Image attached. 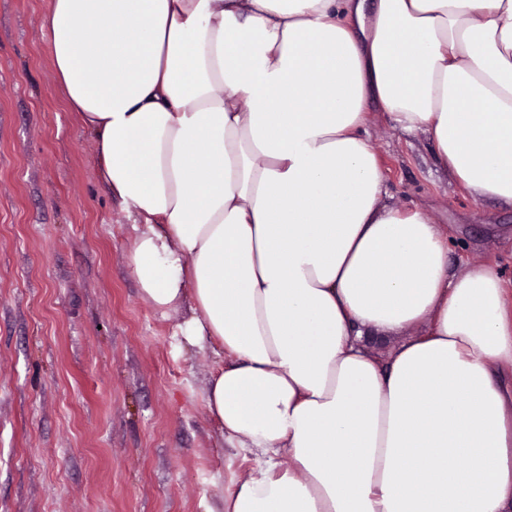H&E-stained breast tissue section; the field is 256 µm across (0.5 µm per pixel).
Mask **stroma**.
I'll use <instances>...</instances> for the list:
<instances>
[{
    "label": "stroma",
    "mask_w": 512,
    "mask_h": 512,
    "mask_svg": "<svg viewBox=\"0 0 512 512\" xmlns=\"http://www.w3.org/2000/svg\"><path fill=\"white\" fill-rule=\"evenodd\" d=\"M0 0V512H213L255 457L205 407L210 346L175 336L128 268L133 236L66 105L44 18ZM385 203L425 210L451 272L494 262L512 287V204L475 207L427 134L367 127Z\"/></svg>",
    "instance_id": "1"
}]
</instances>
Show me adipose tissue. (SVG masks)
<instances>
[{"instance_id": "adipose-tissue-1", "label": "adipose tissue", "mask_w": 512, "mask_h": 512, "mask_svg": "<svg viewBox=\"0 0 512 512\" xmlns=\"http://www.w3.org/2000/svg\"><path fill=\"white\" fill-rule=\"evenodd\" d=\"M142 297L263 462L218 512H512V289L383 204L372 108L512 203V0H53ZM416 335L373 357L367 336Z\"/></svg>"}]
</instances>
